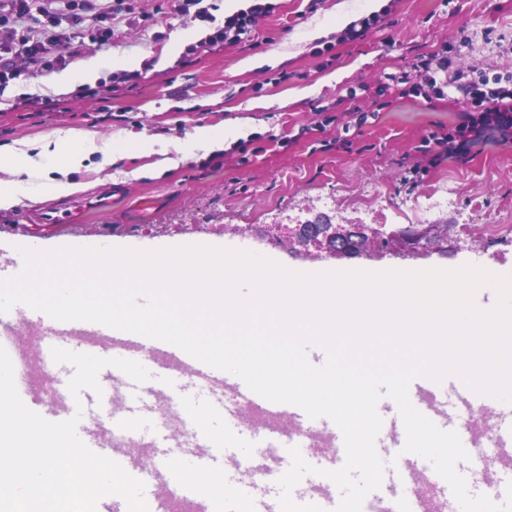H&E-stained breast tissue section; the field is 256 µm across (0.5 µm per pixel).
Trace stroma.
<instances>
[{
    "mask_svg": "<svg viewBox=\"0 0 512 512\" xmlns=\"http://www.w3.org/2000/svg\"><path fill=\"white\" fill-rule=\"evenodd\" d=\"M213 22L191 21L163 0H133L112 44L86 41L79 53L47 57L33 67L16 61L20 75L0 81V144H36L55 133H90L128 147L115 165L87 157L70 173L82 195L106 188L112 211H89L64 227L33 224L36 203L0 210V261L36 242L50 249L72 237H109L117 247L205 244L245 249L296 271L456 268L466 263L512 274V242L489 233L512 226V147L490 148L468 163H443L423 178L411 177L423 160L426 130L453 127L463 106L451 98L429 100L410 85L382 89L383 73L456 43L472 42L458 61L512 71V0H380L381 20L366 38L344 40L347 23L370 16L367 0H272L274 11L250 42L205 50L196 43L221 28L229 8L212 0ZM154 16L152 23L143 13ZM132 57L137 79L124 67H106L96 85L61 92L53 74L87 61ZM367 113L354 126L353 115ZM325 122L324 131L316 123ZM235 127L222 152L198 148L199 127ZM168 147L177 166L154 170L157 154L138 143ZM140 179H128L133 170ZM449 184L457 197L438 224L454 227L447 251L415 260L342 258L317 262L304 247L288 252L270 245V225L384 224L407 227L401 214L430 190ZM375 189L384 212L358 209L355 196Z\"/></svg>",
    "mask_w": 512,
    "mask_h": 512,
    "instance_id": "obj_1",
    "label": "stroma"
}]
</instances>
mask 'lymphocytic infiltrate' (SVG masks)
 I'll return each mask as SVG.
<instances>
[{"label":"lymphocytic infiltrate","instance_id":"lymphocytic-infiltrate-1","mask_svg":"<svg viewBox=\"0 0 512 512\" xmlns=\"http://www.w3.org/2000/svg\"><path fill=\"white\" fill-rule=\"evenodd\" d=\"M272 10L268 0H252L249 6L225 16L223 27L199 45L209 48L248 41ZM5 25L10 28L11 41L0 51V72L4 74L13 70L14 59L35 65L50 54H73L80 48L76 34L57 30L55 16L44 0H8L7 7H0V26ZM398 81L415 83L440 98L448 92L457 94L465 104L454 127L439 125L422 137L419 150L425 162L415 167V174H426L447 160L467 163L487 146L512 145V75L464 69L457 65L454 54L441 52L417 59Z\"/></svg>","mask_w":512,"mask_h":512}]
</instances>
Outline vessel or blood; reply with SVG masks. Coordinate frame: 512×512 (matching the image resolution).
<instances>
[{"instance_id":"vessel-or-blood-1","label":"vessel or blood","mask_w":512,"mask_h":512,"mask_svg":"<svg viewBox=\"0 0 512 512\" xmlns=\"http://www.w3.org/2000/svg\"><path fill=\"white\" fill-rule=\"evenodd\" d=\"M87 209L88 204L84 201L75 202L71 210L61 213L53 214L44 208L36 211L35 221L39 224H73L82 221ZM18 314L42 328L41 355L44 359H51L52 348L60 347L107 359L135 360L149 370L150 379L137 383L118 368L104 367L98 375L99 382L119 383L122 396L107 392L99 394L86 388L75 397L64 386L52 399L45 414L46 419L54 422L79 416V438L92 452L117 462L130 476L143 483V497L149 512H173L174 502L178 499L192 505L195 512H219L223 502V491L186 478L184 468L189 465L198 472L223 470L224 456L220 449L236 446L237 435L210 425L172 437L153 422L156 401L172 392L184 393L190 384L209 388V410L224 419L232 420L246 410L258 408L291 422L292 427L288 430L277 427L250 432V446L309 447L321 468L334 470L338 467L337 454L312 446L314 437L319 434L331 435L336 446H343V433L330 418L313 419L297 406L270 402L251 391L242 379L207 366L170 343L93 322L57 321L42 312L18 305L13 311L0 313V346H6L12 360L15 384L22 401L32 408H39L41 397L25 376L28 356L14 343L18 330L13 319ZM447 396L452 397L457 406L465 407L470 402L471 392L456 378L448 384L418 378L409 387L410 400L419 410L427 404L438 406L441 398ZM106 420L116 424L115 438L108 439L99 433V426ZM496 446L498 451L491 480L482 479L476 483L484 495L498 496L505 491L499 474L512 467V432L502 431ZM178 456L185 458V466L174 465L173 460ZM420 463V456L409 453L401 459L398 472H385L379 501L385 512L395 504V496L407 480L415 478ZM239 483L246 491L244 499L248 512H282L280 483H257L254 474L248 470L240 472ZM308 484L314 488L313 499L323 512H335L340 500L333 481L312 478Z\"/></svg>"}]
</instances>
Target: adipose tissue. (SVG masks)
Masks as SVG:
<instances>
[{
	"label": "adipose tissue",
	"mask_w": 512,
	"mask_h": 512,
	"mask_svg": "<svg viewBox=\"0 0 512 512\" xmlns=\"http://www.w3.org/2000/svg\"><path fill=\"white\" fill-rule=\"evenodd\" d=\"M95 152L101 153L110 164L125 156L119 143L100 144L90 135L76 140L58 134L44 138L36 146L25 143L0 146V209L13 208L25 199L35 201L70 195L76 185L69 180L68 171ZM50 164L57 167L58 177L46 176Z\"/></svg>",
	"instance_id": "adipose-tissue-1"
}]
</instances>
